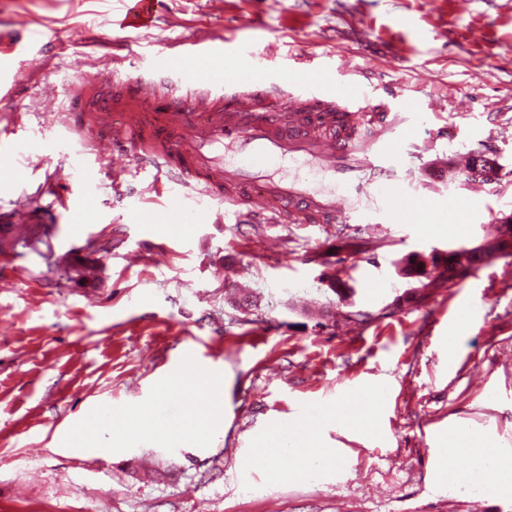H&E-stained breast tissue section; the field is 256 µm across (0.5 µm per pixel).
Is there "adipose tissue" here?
<instances>
[{
	"label": "adipose tissue",
	"mask_w": 512,
	"mask_h": 512,
	"mask_svg": "<svg viewBox=\"0 0 512 512\" xmlns=\"http://www.w3.org/2000/svg\"><path fill=\"white\" fill-rule=\"evenodd\" d=\"M163 394L186 395L193 410V426L172 428L155 432L147 416H140L137 424L132 427V434L151 437L161 434L166 443L187 444L200 443L207 435L220 426L224 417L221 404L216 392H204L202 383L193 381L178 374L169 378L163 385ZM205 399L203 410H196L198 399ZM276 430H269L263 436L257 437L255 460L259 463L270 464L281 459H289L292 463L290 475L298 481H305L313 477H322L336 466L340 457L337 449L323 447L316 442L314 424H307L299 439L289 447H275ZM442 448L451 450L457 455L473 460L486 471L494 472L497 481L493 487L494 492L512 494V456L493 448L490 443L474 434L464 430H453L440 438Z\"/></svg>",
	"instance_id": "ef3b65f1"
}]
</instances>
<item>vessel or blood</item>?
I'll list each match as a JSON object with an SVG mask.
<instances>
[{
  "instance_id": "b4317fda",
  "label": "vessel or blood",
  "mask_w": 512,
  "mask_h": 512,
  "mask_svg": "<svg viewBox=\"0 0 512 512\" xmlns=\"http://www.w3.org/2000/svg\"><path fill=\"white\" fill-rule=\"evenodd\" d=\"M153 0H130L127 21L150 27ZM176 71L155 67L134 77H74L78 110L66 134L94 130L81 156L101 158L131 144L129 175L151 176L170 197L167 217L186 220L187 198L223 205L238 223L413 224L446 222L458 202L475 208L498 188L475 173L474 151L450 152L412 134L436 101L372 111L361 83L330 93L323 76L269 90L258 66L200 67L210 46L177 43ZM292 106L280 122L281 101ZM459 199H435L437 187Z\"/></svg>"
}]
</instances>
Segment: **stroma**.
Returning <instances> with one entry per match:
<instances>
[{"instance_id": "35a3bbf8", "label": "stroma", "mask_w": 512, "mask_h": 512, "mask_svg": "<svg viewBox=\"0 0 512 512\" xmlns=\"http://www.w3.org/2000/svg\"><path fill=\"white\" fill-rule=\"evenodd\" d=\"M156 25L132 28L126 0H0V227L30 211L36 249L0 234V512H512V495L435 487L439 438L451 429L512 449V258L481 267L370 324L329 311H379L406 284L393 263L412 251L470 246L512 211V186L455 225L361 224L373 248L336 250L333 224L238 225L234 215L173 233L150 180L114 179L132 148L62 161L48 124L78 74H136L170 45L206 36L220 69L248 55L275 76L361 74L374 110L397 97L439 99L419 137L455 151L487 147L512 162V0H159ZM151 208L153 222L138 221ZM347 270L339 301L321 260ZM237 281L257 300L234 309ZM468 328L456 333L459 316ZM181 372L224 383V423L197 445L135 439L116 448L103 409L153 410L173 428L188 408L164 396ZM378 392L373 434L325 412ZM314 407L322 446L346 465L299 482L289 461L249 466L255 434ZM87 448L75 450L76 430Z\"/></svg>"}]
</instances>
